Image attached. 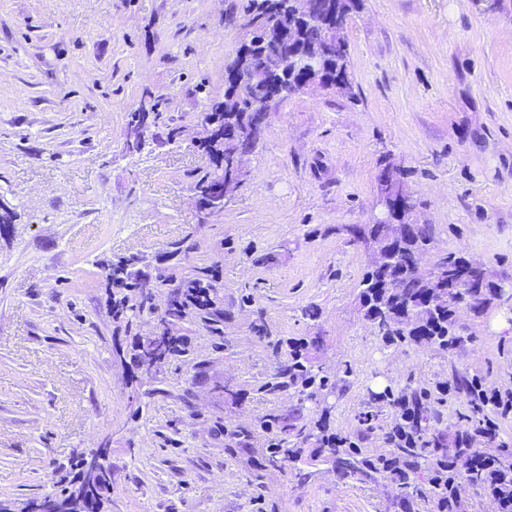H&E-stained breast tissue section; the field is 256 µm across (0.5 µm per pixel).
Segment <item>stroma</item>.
Segmentation results:
<instances>
[{
    "label": "stroma",
    "mask_w": 512,
    "mask_h": 512,
    "mask_svg": "<svg viewBox=\"0 0 512 512\" xmlns=\"http://www.w3.org/2000/svg\"><path fill=\"white\" fill-rule=\"evenodd\" d=\"M244 0H0V498L48 491L60 469L107 446L106 512H400L395 492L341 476L312 445L300 473L270 467L265 440L228 447L225 426L269 408L355 432L369 396L466 369L512 382V329L478 319L453 354L375 336L357 310L384 160L403 167L436 246L512 278V0H363L349 19L357 101L305 93L268 114L244 184L201 220V112L224 94ZM163 112L126 146L143 98ZM182 129L169 141L171 129ZM191 250L173 257L171 241ZM181 281L218 265L223 347L184 322L192 366L155 372L123 356L104 275L120 254ZM317 320L304 319V308ZM285 342L321 337L337 385L327 408L257 384ZM241 389L225 402L224 385Z\"/></svg>",
    "instance_id": "1"
}]
</instances>
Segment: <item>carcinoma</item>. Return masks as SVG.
Listing matches in <instances>:
<instances>
[{
    "mask_svg": "<svg viewBox=\"0 0 512 512\" xmlns=\"http://www.w3.org/2000/svg\"><path fill=\"white\" fill-rule=\"evenodd\" d=\"M285 0H249L243 15L231 22L239 23L243 38L256 42L255 62H246L244 68L255 79L251 97L237 95L235 76L230 61L225 67L227 95L215 108L211 117L223 133L208 138L199 145L208 156L210 166L201 171L195 181L198 203L206 199L216 170L224 162L254 150L261 133L265 100L269 93L268 80L278 78V90L283 100L297 96L302 85L318 76L331 81L335 93L350 101L356 99L352 74L348 73L350 50L348 42H340L333 55L323 61L321 73L301 72L286 65L285 58L274 46L264 47L259 41L282 33H292L296 39L312 51L320 50V33L317 30L299 32L292 16L269 11L272 2ZM378 193H392L406 200V204L391 209L385 224H362L356 227L352 243L368 252L371 261L359 281L358 299L360 311L367 320L380 319L375 334L388 341L400 340L440 353L462 349L471 338L470 323L464 321L480 318L493 309L496 291L484 276L485 287L475 288L468 279L473 266L469 258L440 251L436 253L433 271L425 275L412 265L416 253L434 248L436 232L431 224H419L414 220L416 204L405 192L404 172L393 165H385L376 176ZM400 255V263L390 269H382L379 261L386 252ZM141 258L136 254L121 256L108 266L106 287L116 291L118 298L113 304L115 319L130 333L144 314L153 310V291L166 285L160 276L139 267ZM217 274L209 267H198L187 285L173 287L171 300L165 312L156 319L155 328L167 337L161 353L160 367L166 371L171 366L191 361V349L182 336L173 334V327L190 318L202 325L212 337L224 338L225 312L221 295L215 284ZM149 336H138L133 343L132 358L137 364L151 362ZM269 346L279 353L281 344L269 341ZM283 353V352H281ZM458 394L466 401L465 411H456V425L462 427L474 418L477 410L487 405L473 386L469 373L451 367ZM291 390L298 396L299 406L307 403L319 405L328 390V376L315 364L308 347L300 342L288 345L273 373L263 381L257 391L266 395L281 390ZM415 408L408 428L411 440L407 443L392 439L393 429L402 426L401 406ZM443 405L441 386L426 387L406 384L397 393L384 391L366 402L362 412L363 429L355 435L327 433L323 426L287 423L281 415L269 411L259 418V430L267 437L273 455L268 462L276 468L297 466L301 459L299 445L313 442L320 448L323 461L330 463L346 478L392 485L397 489V500L403 512L413 507L422 512H437L453 494L452 512H468L470 491L488 496L494 512H507L512 508V452L501 455L497 473L488 477L466 468L448 469V461L472 456L475 448L462 444L459 433L448 435L442 428ZM383 432L382 440L387 449L383 452L366 446V441L376 432ZM224 436L237 448H252L257 441L256 429L250 425L224 427ZM98 459L103 481L88 486L82 480L86 456H80L74 464V473H66L52 485V489L29 500L26 512H48L45 501H56L59 512H82L91 507L103 512L107 494L112 489V462L106 448L91 452Z\"/></svg>",
    "mask_w": 512,
    "mask_h": 512,
    "instance_id": "obj_1",
    "label": "carcinoma"
}]
</instances>
